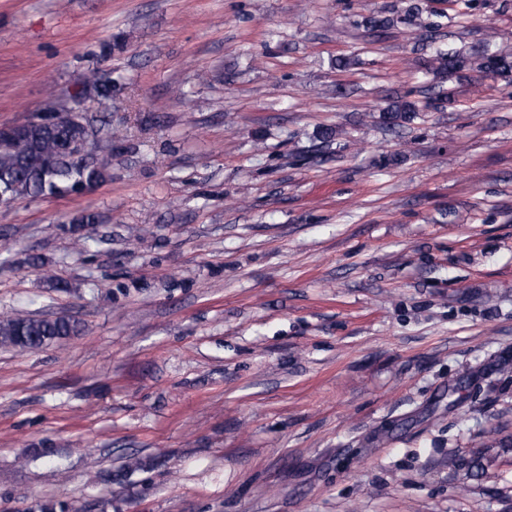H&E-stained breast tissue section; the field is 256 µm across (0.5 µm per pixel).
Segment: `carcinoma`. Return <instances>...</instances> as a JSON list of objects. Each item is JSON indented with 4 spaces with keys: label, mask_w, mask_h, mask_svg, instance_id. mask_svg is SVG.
<instances>
[{
    "label": "carcinoma",
    "mask_w": 512,
    "mask_h": 512,
    "mask_svg": "<svg viewBox=\"0 0 512 512\" xmlns=\"http://www.w3.org/2000/svg\"><path fill=\"white\" fill-rule=\"evenodd\" d=\"M428 12L426 0H406L400 11L390 15L372 14L362 20V26L372 32L384 34L402 25L410 29H423L434 33L438 24L423 18ZM430 55L424 59L427 72L439 79L468 67L471 60L450 52L431 38ZM478 68L504 79L512 77V46H494L480 57ZM446 96L438 94L421 104L415 100L397 98L383 110V121L390 126L407 122L429 107L442 104ZM72 129L63 123L34 124L23 140L0 144V192L7 198L23 200L37 196H58L79 192L84 185L94 186L109 177L101 165L89 168L80 157L68 149ZM97 218L86 214L78 220L77 227L67 232L74 235L78 253L104 242L96 227ZM81 332L79 321L64 315L48 316L14 313L0 318V345L17 352L39 350L54 342L77 336ZM68 504L59 500L39 501L25 512H67Z\"/></svg>",
    "instance_id": "carcinoma-1"
}]
</instances>
